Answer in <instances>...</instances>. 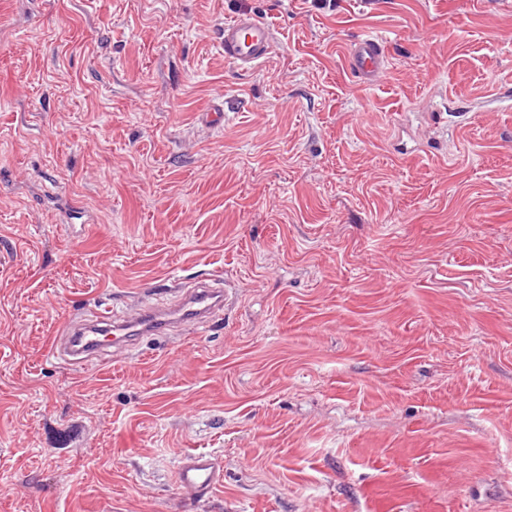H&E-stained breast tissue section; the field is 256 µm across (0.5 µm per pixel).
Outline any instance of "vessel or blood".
<instances>
[{
	"mask_svg": "<svg viewBox=\"0 0 512 512\" xmlns=\"http://www.w3.org/2000/svg\"><path fill=\"white\" fill-rule=\"evenodd\" d=\"M273 43V27L251 12H239L224 23V57L239 69L248 70L266 60ZM349 57L351 69L362 85H373L386 70L385 49L377 38L356 39ZM222 307V290L210 284L196 287L165 309L139 307L119 316L106 306L74 327L61 349L82 361L100 355L110 345L127 347L145 336L166 335L174 327L203 324ZM223 480L221 460L205 453L185 455L177 469V481L191 500L205 498Z\"/></svg>",
	"mask_w": 512,
	"mask_h": 512,
	"instance_id": "b4317fda",
	"label": "vessel or blood"
}]
</instances>
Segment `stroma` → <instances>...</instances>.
Returning a JSON list of instances; mask_svg holds the SVG:
<instances>
[{"instance_id":"35a3bbf8","label":"stroma","mask_w":512,"mask_h":512,"mask_svg":"<svg viewBox=\"0 0 512 512\" xmlns=\"http://www.w3.org/2000/svg\"><path fill=\"white\" fill-rule=\"evenodd\" d=\"M507 83L512 0H0V512H512ZM204 275L210 324L54 355ZM273 43V27L251 12H239L224 22V57L239 69L266 60ZM349 57L351 69L363 86L376 83L386 70L384 46L372 36H363L352 42ZM224 480L221 460L205 453L182 457L177 469V481L189 500L204 499Z\"/></svg>"}]
</instances>
